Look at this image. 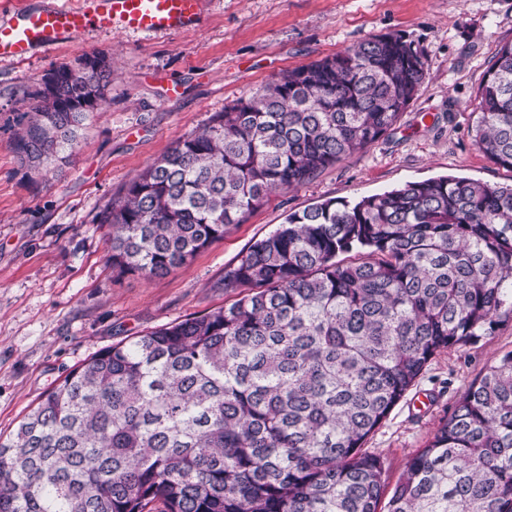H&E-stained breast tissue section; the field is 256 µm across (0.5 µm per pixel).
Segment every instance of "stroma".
<instances>
[{
    "instance_id": "obj_1",
    "label": "stroma",
    "mask_w": 512,
    "mask_h": 512,
    "mask_svg": "<svg viewBox=\"0 0 512 512\" xmlns=\"http://www.w3.org/2000/svg\"><path fill=\"white\" fill-rule=\"evenodd\" d=\"M387 33L422 50L427 70L394 131L298 189L272 194L171 273L113 278L97 216L132 178L272 76ZM510 42L512 0H203L194 29L89 30L29 60L0 61V435L12 434L55 381L99 350L223 306L225 267L289 213L445 174L512 184V170L471 135L483 74ZM93 54L112 63L105 101L67 162L31 174L15 147L18 119L33 105L29 91ZM174 83L180 94L172 98ZM509 351L511 323L428 363L366 442L387 459L389 481L468 385Z\"/></svg>"
}]
</instances>
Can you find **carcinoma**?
I'll return each mask as SVG.
<instances>
[{
	"label": "carcinoma",
	"mask_w": 512,
	"mask_h": 512,
	"mask_svg": "<svg viewBox=\"0 0 512 512\" xmlns=\"http://www.w3.org/2000/svg\"><path fill=\"white\" fill-rule=\"evenodd\" d=\"M426 76L423 52L388 33L214 114L100 212L112 274L185 264L394 130ZM111 79L96 55L47 74L21 163L75 150ZM475 114V145L512 169V43ZM224 291L230 304L106 347L48 389L0 439V512H512V351L393 486L364 448L435 356L512 322V185L440 176L293 212L224 268Z\"/></svg>",
	"instance_id": "cac0c4a2"
}]
</instances>
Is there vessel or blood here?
I'll list each match as a JSON object with an SVG mask.
<instances>
[{"label":"vessel or blood","mask_w":512,"mask_h":512,"mask_svg":"<svg viewBox=\"0 0 512 512\" xmlns=\"http://www.w3.org/2000/svg\"><path fill=\"white\" fill-rule=\"evenodd\" d=\"M200 6L201 0H90L82 8H24L0 22V59L22 61L91 29H189L199 21Z\"/></svg>","instance_id":"b4317fda"}]
</instances>
